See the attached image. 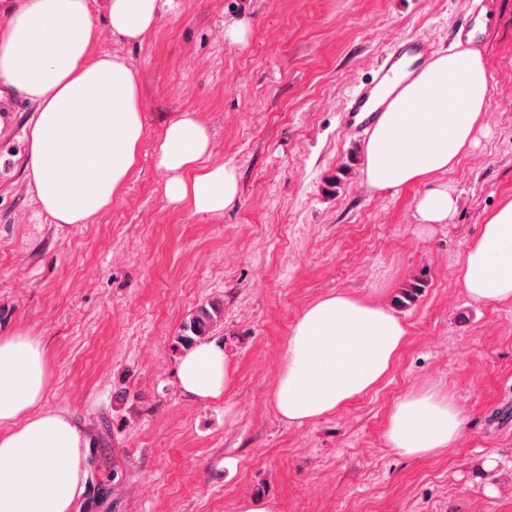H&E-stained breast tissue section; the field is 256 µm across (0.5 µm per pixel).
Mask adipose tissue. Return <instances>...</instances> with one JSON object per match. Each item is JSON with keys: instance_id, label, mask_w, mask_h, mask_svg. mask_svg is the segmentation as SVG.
<instances>
[{"instance_id": "obj_1", "label": "adipose tissue", "mask_w": 512, "mask_h": 512, "mask_svg": "<svg viewBox=\"0 0 512 512\" xmlns=\"http://www.w3.org/2000/svg\"><path fill=\"white\" fill-rule=\"evenodd\" d=\"M113 34L143 40L160 18V0H107ZM96 20L89 0H17L0 24V81L35 103L25 170L41 210L57 224H91L112 205L134 172L145 112L134 70L93 51ZM489 93L479 53L440 55L417 70L391 100L363 146L367 185L396 190L448 173L474 140ZM166 201L198 214H219L239 192L235 170L209 161L205 124L192 112L172 117L155 138ZM457 200L447 184L416 206L421 224H444ZM458 281L480 303L512 301V200L490 214L464 252ZM408 339L388 306L346 293L307 305L282 352L272 404L284 421L303 425L373 391ZM232 365L222 344L193 345L178 362L183 394L221 399ZM46 352L29 331L0 336V512H75L87 477V431L48 408ZM463 412L428 388L394 406L385 431L399 455L422 458L454 447Z\"/></svg>"}]
</instances>
